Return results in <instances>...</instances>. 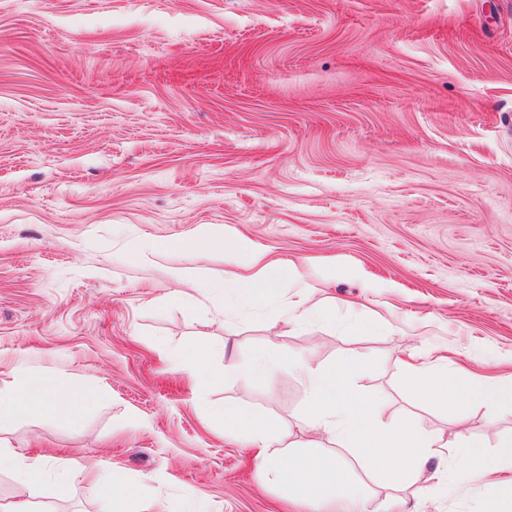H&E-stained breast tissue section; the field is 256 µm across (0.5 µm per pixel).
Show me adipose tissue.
Listing matches in <instances>:
<instances>
[{"mask_svg":"<svg viewBox=\"0 0 512 512\" xmlns=\"http://www.w3.org/2000/svg\"><path fill=\"white\" fill-rule=\"evenodd\" d=\"M283 277L291 285L292 298L276 310L277 320L295 324L314 316L324 323L335 322L334 313L312 303L293 262L267 265L241 276L238 286L225 297V308L265 302ZM288 361L308 389L309 431L356 450L359 461L350 465L314 440L301 446L290 443V425L245 413L238 404L226 403L222 414L224 431L241 439L245 452L260 462L263 481L315 510L335 498L344 503L345 512H367L364 486L354 476L359 468L380 487L396 492V499L388 505L390 512H410L409 500L428 492L427 487L418 483L420 475L432 462L447 460L448 441L426 431L414 419L384 421V400L365 397L355 386L361 370L355 357L346 356L316 370L310 369L299 356ZM403 367L419 399L429 405L451 411L474 404L512 409V381L463 376L413 358L404 361ZM89 404L76 380L47 379L37 373H26L14 378L11 384L0 386V427L25 417L73 419ZM467 446L469 456L459 480L493 486V493L483 503V512H512V487H501L499 480L501 473H512V438L503 439L492 455L484 451L481 442L471 440ZM90 474V489L102 504L100 512H138L125 479L97 467L91 468Z\"/></svg>","mask_w":512,"mask_h":512,"instance_id":"obj_1","label":"adipose tissue"}]
</instances>
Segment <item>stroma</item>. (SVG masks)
I'll list each match as a JSON object with an SVG mask.
<instances>
[{"mask_svg":"<svg viewBox=\"0 0 512 512\" xmlns=\"http://www.w3.org/2000/svg\"><path fill=\"white\" fill-rule=\"evenodd\" d=\"M204 225L305 265L335 323L274 321L284 283L229 315L222 292L198 301L196 278L247 263L193 250ZM201 345L222 372L203 389L171 361ZM270 350L356 356L385 420L454 441L447 472L459 436H512L497 407L418 403L398 363L512 374V0H0V385L31 370L95 398L0 444L120 471L141 512H308L219 415L304 420L288 368L241 389ZM57 473L1 471L0 503L97 512L83 472L63 492ZM490 491L435 490L418 512H481Z\"/></svg>","mask_w":512,"mask_h":512,"instance_id":"35a3bbf8","label":"stroma"}]
</instances>
